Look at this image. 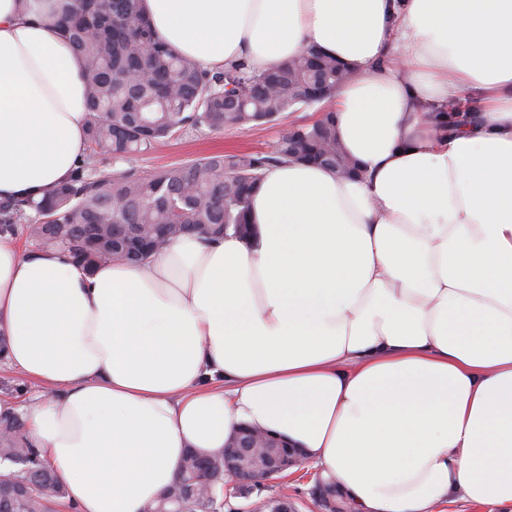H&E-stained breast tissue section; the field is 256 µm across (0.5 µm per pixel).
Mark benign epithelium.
<instances>
[{
	"instance_id": "benign-epithelium-1",
	"label": "benign epithelium",
	"mask_w": 512,
	"mask_h": 512,
	"mask_svg": "<svg viewBox=\"0 0 512 512\" xmlns=\"http://www.w3.org/2000/svg\"><path fill=\"white\" fill-rule=\"evenodd\" d=\"M279 448L281 441L261 431L249 433L236 432L224 445V477L236 480V489L244 492L250 487L263 484L270 476L288 473L299 474L306 468V462L298 451H285L262 464L253 466L248 463L251 454L245 448Z\"/></svg>"
}]
</instances>
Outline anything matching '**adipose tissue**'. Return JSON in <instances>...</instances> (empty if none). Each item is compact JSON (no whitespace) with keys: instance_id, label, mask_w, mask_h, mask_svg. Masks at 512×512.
Returning a JSON list of instances; mask_svg holds the SVG:
<instances>
[{"instance_id":"adipose-tissue-1","label":"adipose tissue","mask_w":512,"mask_h":512,"mask_svg":"<svg viewBox=\"0 0 512 512\" xmlns=\"http://www.w3.org/2000/svg\"><path fill=\"white\" fill-rule=\"evenodd\" d=\"M58 0H0V198L67 181L83 67ZM207 69L314 46L362 179L270 169L248 238L88 271L0 234V335L71 512H143L185 449L281 436L353 512H512V0H141ZM475 102L454 126L449 99Z\"/></svg>"}]
</instances>
